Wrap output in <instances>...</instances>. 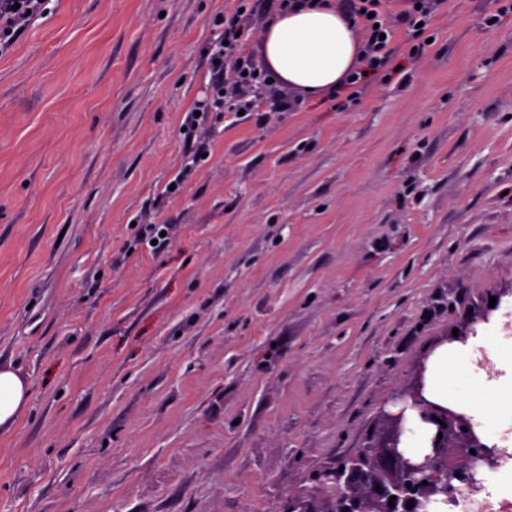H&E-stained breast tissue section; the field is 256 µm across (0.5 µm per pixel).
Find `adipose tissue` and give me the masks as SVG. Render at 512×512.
Instances as JSON below:
<instances>
[{"label":"adipose tissue","mask_w":512,"mask_h":512,"mask_svg":"<svg viewBox=\"0 0 512 512\" xmlns=\"http://www.w3.org/2000/svg\"><path fill=\"white\" fill-rule=\"evenodd\" d=\"M262 39L265 57L278 79L312 100L339 87L360 50L353 22L328 0H308L303 7L282 12L269 21ZM487 342V336L480 334L467 342L437 349L430 360L427 389L433 400L468 411L484 437L498 444L512 429V353L500 358L499 379H487L469 366L473 348ZM453 370L465 373L467 393L449 392L448 374ZM491 391L498 396L493 408L484 401ZM29 398L26 379L11 368L0 367V429L15 423Z\"/></svg>","instance_id":"ef3b65f1"}]
</instances>
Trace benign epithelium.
<instances>
[{
    "label": "benign epithelium",
    "instance_id": "obj_1",
    "mask_svg": "<svg viewBox=\"0 0 512 512\" xmlns=\"http://www.w3.org/2000/svg\"><path fill=\"white\" fill-rule=\"evenodd\" d=\"M425 372L426 365H420L412 381L396 391L394 401L405 408L387 414L390 431L377 446L317 473L315 482L326 508H316L299 492L288 496L281 512H423L428 504L450 497L458 484L474 485L477 466L495 468L497 449L482 440L473 417L426 396ZM407 408L429 435V448L418 455L405 448ZM392 496L396 500L391 502Z\"/></svg>",
    "mask_w": 512,
    "mask_h": 512
}]
</instances>
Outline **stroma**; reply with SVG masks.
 I'll list each match as a JSON object with an SVG mask.
<instances>
[{"label":"stroma","instance_id":"1","mask_svg":"<svg viewBox=\"0 0 512 512\" xmlns=\"http://www.w3.org/2000/svg\"><path fill=\"white\" fill-rule=\"evenodd\" d=\"M234 6L47 0L0 55V366L30 387L0 512H279L512 312V14L447 0L359 100L275 84L264 124L185 139Z\"/></svg>","mask_w":512,"mask_h":512}]
</instances>
